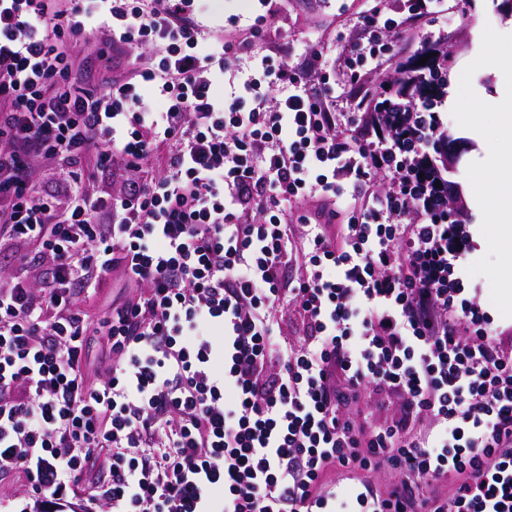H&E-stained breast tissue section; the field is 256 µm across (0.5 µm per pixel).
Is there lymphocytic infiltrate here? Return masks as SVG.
Here are the masks:
<instances>
[{"label": "lymphocytic infiltrate", "mask_w": 512, "mask_h": 512, "mask_svg": "<svg viewBox=\"0 0 512 512\" xmlns=\"http://www.w3.org/2000/svg\"><path fill=\"white\" fill-rule=\"evenodd\" d=\"M195 2L0 0V247H39L0 278V467L63 501L109 451L86 512H512V338L469 298L465 232L432 216L416 186L434 174L407 160L439 112L415 97L411 130L364 128L329 110L328 76L260 54L277 0L245 34L200 29ZM441 6L366 11L350 82ZM94 13L106 38L81 73ZM139 45L152 53L129 68ZM63 161V190L37 189L32 171ZM111 166V190L88 193ZM381 174L390 190L346 223L299 212ZM111 274L131 294L99 323L96 383L76 297ZM363 398L383 423L346 412ZM107 350V342L103 336H89L86 354L89 361V369L98 372V381L104 378L106 361L104 359Z\"/></svg>", "instance_id": "lymphocytic-infiltrate-1"}]
</instances>
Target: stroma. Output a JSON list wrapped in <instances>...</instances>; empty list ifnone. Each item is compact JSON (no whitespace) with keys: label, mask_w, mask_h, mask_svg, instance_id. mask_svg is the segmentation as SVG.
Instances as JSON below:
<instances>
[{"label":"stroma","mask_w":512,"mask_h":512,"mask_svg":"<svg viewBox=\"0 0 512 512\" xmlns=\"http://www.w3.org/2000/svg\"><path fill=\"white\" fill-rule=\"evenodd\" d=\"M501 3L502 0H445L437 18L392 34L395 59L367 72L364 89L376 95L395 86L398 63L425 50L438 53L448 66L449 83H458L476 48L477 33L485 25L497 26L507 20ZM372 4L373 0H290L271 22L270 57L274 64L293 68L305 62L310 46H317L324 59L334 65L331 84H344V51L360 41L357 18ZM261 11L259 0H199L196 20L205 30L230 25L241 28ZM50 507L49 496L37 497L29 492L24 473L0 472V512H49Z\"/></svg>","instance_id":"stroma-1"}]
</instances>
